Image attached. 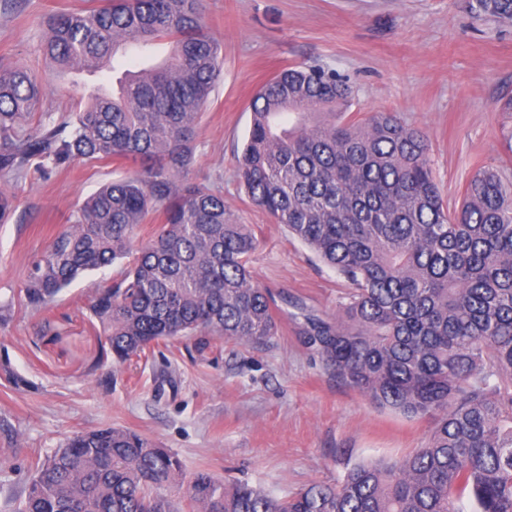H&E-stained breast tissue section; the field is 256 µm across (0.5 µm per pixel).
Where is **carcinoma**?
Segmentation results:
<instances>
[{
    "label": "carcinoma",
    "instance_id": "obj_1",
    "mask_svg": "<svg viewBox=\"0 0 512 512\" xmlns=\"http://www.w3.org/2000/svg\"><path fill=\"white\" fill-rule=\"evenodd\" d=\"M478 20L512 21V0H475ZM204 0H104L46 20L39 52L61 71L106 75L114 61L172 39L162 63L126 70L108 100L74 119L27 128L42 86L0 61V175L66 160H126L135 170L87 197L31 262L20 301L46 309L81 275L115 263L120 278L91 312L112 359L195 336L262 348L277 305L253 278L259 241L224 194L192 176L196 130L223 70L204 30ZM335 71L280 70L251 101L238 156L250 203L347 282L343 316L294 305L302 344L370 402L434 419L430 437L393 463H359L332 485L278 498L206 472L188 488L199 512H512V183L477 171L445 204L424 134L394 112L346 115ZM164 215L133 250L136 229ZM48 456L15 512H173L161 490L181 463L167 448L112 427L77 431Z\"/></svg>",
    "mask_w": 512,
    "mask_h": 512
}]
</instances>
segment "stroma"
Masks as SVG:
<instances>
[{"instance_id": "35a3bbf8", "label": "stroma", "mask_w": 512, "mask_h": 512, "mask_svg": "<svg viewBox=\"0 0 512 512\" xmlns=\"http://www.w3.org/2000/svg\"><path fill=\"white\" fill-rule=\"evenodd\" d=\"M91 0H0V59L26 65L43 86L28 128L45 115L82 109L100 77L62 72L38 42L48 15ZM205 24L223 47L222 77L198 128L196 169L259 241L255 281L275 297L339 311L346 283L284 225L247 200L236 152L250 103L280 70L330 67L352 88L349 110L394 112L421 130L433 176L448 205L483 167L512 181V22L473 25L469 0H207ZM132 169L125 161L70 160L0 177L13 210L0 221V512H14L36 473L73 432L111 426L175 452L181 485L165 491L192 512L183 490L209 472L294 495L332 484L348 467L397 460L426 440L434 422L371 403L336 381L301 345L290 306L262 349L215 338L206 350L176 339L148 359L116 366L105 354L90 300L119 278L120 265L86 273L48 311L17 303L31 261L71 224L79 204Z\"/></svg>"}]
</instances>
